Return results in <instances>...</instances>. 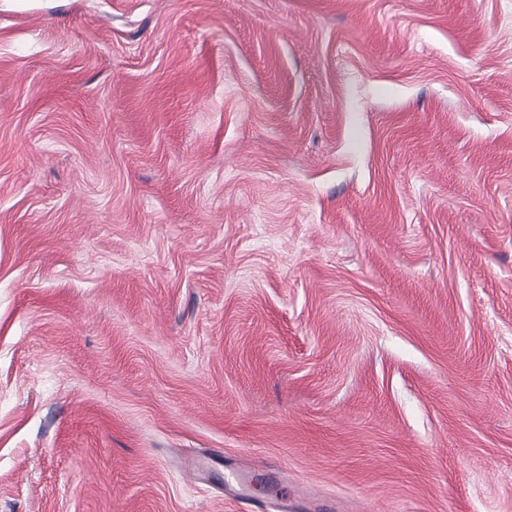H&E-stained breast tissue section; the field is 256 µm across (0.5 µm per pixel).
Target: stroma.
I'll return each mask as SVG.
<instances>
[{"mask_svg":"<svg viewBox=\"0 0 512 512\" xmlns=\"http://www.w3.org/2000/svg\"><path fill=\"white\" fill-rule=\"evenodd\" d=\"M0 512H512V0H0Z\"/></svg>","mask_w":512,"mask_h":512,"instance_id":"stroma-1","label":"stroma"}]
</instances>
